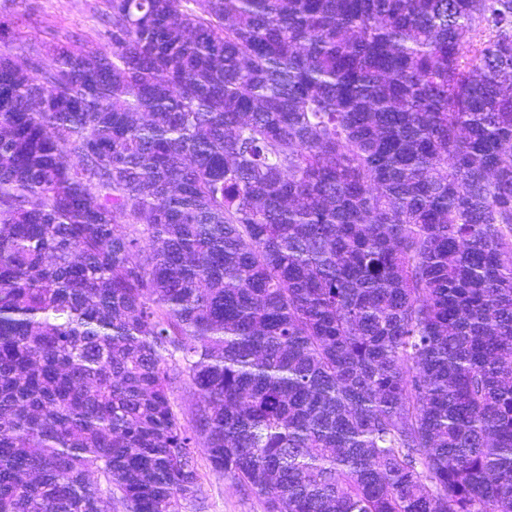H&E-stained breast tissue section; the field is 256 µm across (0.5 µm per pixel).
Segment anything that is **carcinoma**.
I'll list each match as a JSON object with an SVG mask.
<instances>
[{"label":"carcinoma","mask_w":512,"mask_h":512,"mask_svg":"<svg viewBox=\"0 0 512 512\" xmlns=\"http://www.w3.org/2000/svg\"><path fill=\"white\" fill-rule=\"evenodd\" d=\"M106 3L0 24V512H182L200 441L266 512H512V0ZM105 9L104 0H0V21L15 31L14 48L42 51L77 32L83 39L74 45L94 51L107 47V35L99 20ZM175 408L185 417H190L191 412L199 403L198 395L194 389L183 382H177L173 385Z\"/></svg>","instance_id":"carcinoma-1"}]
</instances>
